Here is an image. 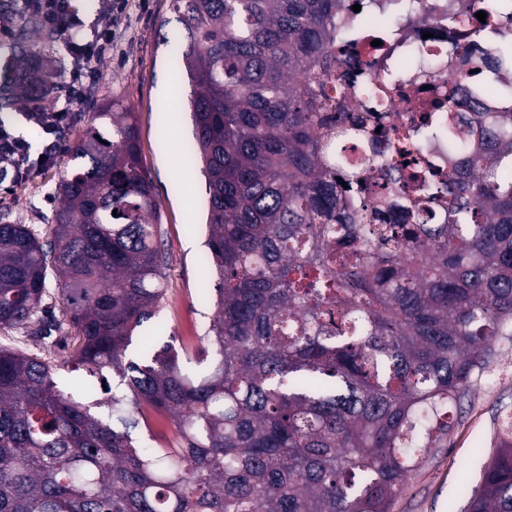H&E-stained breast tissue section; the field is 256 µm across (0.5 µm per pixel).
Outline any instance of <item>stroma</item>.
Returning <instances> with one entry per match:
<instances>
[{"mask_svg":"<svg viewBox=\"0 0 512 512\" xmlns=\"http://www.w3.org/2000/svg\"><path fill=\"white\" fill-rule=\"evenodd\" d=\"M177 26L169 0H129L112 24L116 48L98 62L87 97L98 105L123 99L137 116L142 167L154 185L169 256L159 317L174 334V347L186 348L209 321L211 310L200 295L214 288L217 278L198 261L206 240L205 177L200 166L186 164L179 155L183 143L194 138V121L188 107L173 111L167 95V81L174 75L167 37ZM90 117L87 107L73 113L57 136L52 162L31 170L11 190H0V214L8 222L47 227L59 204L55 187L73 166L66 148L84 135ZM504 413H512V336L496 338L492 363L475 376L471 393L452 410L443 447L427 451L392 512H467L458 464L472 459L470 477L478 479L498 441L495 420Z\"/></svg>","mask_w":512,"mask_h":512,"instance_id":"1","label":"stroma"}]
</instances>
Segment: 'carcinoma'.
<instances>
[{
	"label": "carcinoma",
	"instance_id": "cac0c4a2",
	"mask_svg": "<svg viewBox=\"0 0 512 512\" xmlns=\"http://www.w3.org/2000/svg\"><path fill=\"white\" fill-rule=\"evenodd\" d=\"M15 2L39 21L42 0ZM170 8L213 314L182 354L133 341L158 318L166 257L136 116L115 98L51 224H0V331L64 353L0 344V512H392L493 339L512 336V36L460 32L447 109L378 130L327 111L336 63L355 60L336 59L341 0ZM12 53L0 95L40 80L24 41ZM374 168L388 192L369 198ZM151 411L174 441L145 436ZM497 429L469 512H512V414Z\"/></svg>",
	"mask_w": 512,
	"mask_h": 512
}]
</instances>
